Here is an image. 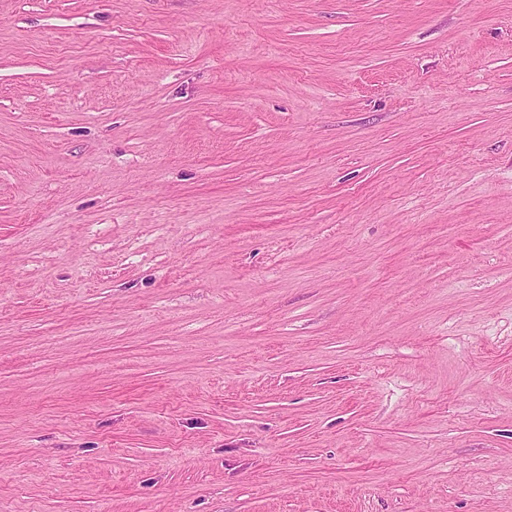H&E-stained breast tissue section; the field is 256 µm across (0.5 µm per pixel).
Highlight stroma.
Instances as JSON below:
<instances>
[{
	"mask_svg": "<svg viewBox=\"0 0 512 512\" xmlns=\"http://www.w3.org/2000/svg\"><path fill=\"white\" fill-rule=\"evenodd\" d=\"M0 512H512V0H0Z\"/></svg>",
	"mask_w": 512,
	"mask_h": 512,
	"instance_id": "stroma-1",
	"label": "stroma"
}]
</instances>
